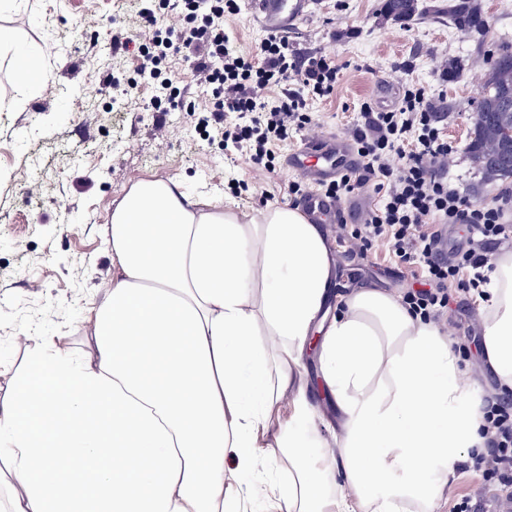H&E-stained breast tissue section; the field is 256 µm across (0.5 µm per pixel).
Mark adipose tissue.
<instances>
[{
  "instance_id": "1",
  "label": "adipose tissue",
  "mask_w": 512,
  "mask_h": 512,
  "mask_svg": "<svg viewBox=\"0 0 512 512\" xmlns=\"http://www.w3.org/2000/svg\"><path fill=\"white\" fill-rule=\"evenodd\" d=\"M29 89L42 57L0 29ZM112 279L81 355L33 353L0 396V512H435L482 414L454 343L394 296L362 289L324 316L329 250L297 208L246 213L137 182L114 208ZM483 317L486 359L512 388V253ZM339 427L321 436L302 359L311 337ZM294 392L288 424L273 421ZM292 475L276 481L258 451Z\"/></svg>"
}]
</instances>
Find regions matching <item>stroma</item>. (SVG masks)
I'll use <instances>...</instances> for the list:
<instances>
[{
    "instance_id": "stroma-1",
    "label": "stroma",
    "mask_w": 512,
    "mask_h": 512,
    "mask_svg": "<svg viewBox=\"0 0 512 512\" xmlns=\"http://www.w3.org/2000/svg\"><path fill=\"white\" fill-rule=\"evenodd\" d=\"M458 0H419L404 23L385 17L383 0H314L288 31L292 52H320L346 67L335 93L312 109L318 135L348 136L363 102L394 108L404 81L441 89L444 132L456 152L450 177L477 203L512 190V178L485 182L468 152L479 83L499 45L512 44V0H475L484 32L459 29L448 10ZM140 0H15L0 26L41 52L48 80L19 98L10 60H0V386L25 367L22 335L62 337L74 354L85 348L87 309L109 285L112 210L141 180L178 182L191 195L234 209L296 207L294 171L266 173L246 156L205 137L185 108L154 111L146 86L128 88L136 45L118 50L112 37L130 32ZM454 61L458 80L440 68ZM244 184L232 192L227 182ZM332 257L331 295L374 288L401 296L414 287L410 268L388 253L359 255L320 225ZM483 302L453 294L439 329L449 338L483 335ZM471 495L483 512H512V501L485 488L481 476L458 470L436 512H451Z\"/></svg>"
}]
</instances>
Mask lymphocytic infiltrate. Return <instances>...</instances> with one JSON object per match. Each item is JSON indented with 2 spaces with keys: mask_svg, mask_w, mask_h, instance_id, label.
Masks as SVG:
<instances>
[{
  "mask_svg": "<svg viewBox=\"0 0 512 512\" xmlns=\"http://www.w3.org/2000/svg\"><path fill=\"white\" fill-rule=\"evenodd\" d=\"M241 11V0H146L138 12L135 73L146 79L155 111H170L181 102L170 60L191 50L192 69L211 93L190 103L189 112L200 113V125L212 128L221 145L271 173L290 133L312 130L309 105L335 92L341 70L321 53L296 58L284 34H267L248 53L231 49L224 19ZM439 102L434 90L408 82L396 108L362 103V122L351 136L360 171L320 188L338 202L372 190L376 201L364 223L339 222L338 233L359 254L382 248L419 271L421 287L405 292L401 303L426 322L440 319L451 291L485 297L501 248L512 242V193H501L491 206L476 204L449 178L453 148ZM445 224L469 232L446 257L437 250ZM480 410L483 441L471 449L466 467L510 492L512 389L484 396Z\"/></svg>",
  "mask_w": 512,
  "mask_h": 512,
  "instance_id": "1",
  "label": "lymphocytic infiltrate"
}]
</instances>
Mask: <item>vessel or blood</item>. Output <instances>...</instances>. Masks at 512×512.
Wrapping results in <instances>:
<instances>
[{
    "label": "vessel or blood",
    "mask_w": 512,
    "mask_h": 512,
    "mask_svg": "<svg viewBox=\"0 0 512 512\" xmlns=\"http://www.w3.org/2000/svg\"><path fill=\"white\" fill-rule=\"evenodd\" d=\"M309 3L310 0H247L249 11L274 33L287 32L305 15ZM287 166L316 183L329 182L342 173L359 169L349 142L336 137L305 139L302 148L288 154Z\"/></svg>",
    "instance_id": "1"
}]
</instances>
